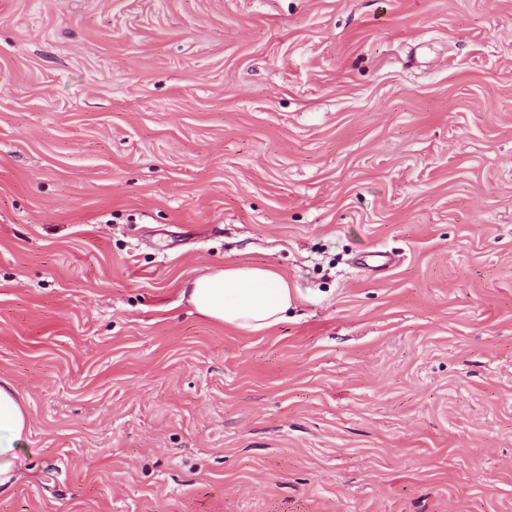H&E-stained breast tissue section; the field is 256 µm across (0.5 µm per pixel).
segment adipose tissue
I'll return each instance as SVG.
<instances>
[{"label":"adipose tissue","mask_w":512,"mask_h":512,"mask_svg":"<svg viewBox=\"0 0 512 512\" xmlns=\"http://www.w3.org/2000/svg\"><path fill=\"white\" fill-rule=\"evenodd\" d=\"M184 294L201 316L249 333L286 320L295 297L286 279L268 265H237L185 283ZM28 433L22 401L9 382L0 383V488H10L18 448Z\"/></svg>","instance_id":"obj_1"}]
</instances>
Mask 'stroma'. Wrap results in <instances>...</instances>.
<instances>
[{
    "mask_svg": "<svg viewBox=\"0 0 512 512\" xmlns=\"http://www.w3.org/2000/svg\"><path fill=\"white\" fill-rule=\"evenodd\" d=\"M0 379V512H512V0H0ZM184 295L201 316L248 333L286 320L295 297L286 279L268 265H237L185 283ZM28 433L22 401L8 381L0 382V489L11 487L18 448Z\"/></svg>",
    "mask_w": 512,
    "mask_h": 512,
    "instance_id": "35a3bbf8",
    "label": "stroma"
}]
</instances>
